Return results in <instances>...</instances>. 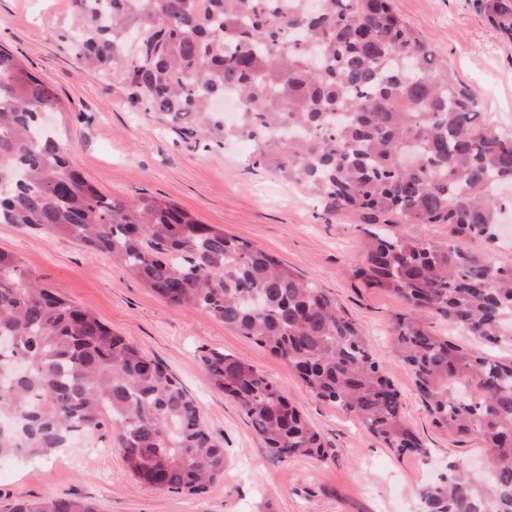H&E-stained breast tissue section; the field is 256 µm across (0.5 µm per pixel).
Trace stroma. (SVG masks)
Wrapping results in <instances>:
<instances>
[{
    "label": "stroma",
    "instance_id": "stroma-1",
    "mask_svg": "<svg viewBox=\"0 0 512 512\" xmlns=\"http://www.w3.org/2000/svg\"><path fill=\"white\" fill-rule=\"evenodd\" d=\"M392 5L477 93L486 122L512 130V41L487 24L475 0ZM70 23V0H0V48L31 75L51 82L62 103L51 123L62 132L74 166L102 192L127 202L168 199L323 288L369 338L428 454L386 448L355 418L316 398L264 348L206 312L170 306L108 255L0 223V251L168 367L200 405L226 460L223 476L200 494L160 491L126 470L106 425L55 455L0 467V507L19 499L71 497L95 502L100 512H420L419 486L437 481L449 463L481 476L482 442H460L433 426L392 350L393 321L406 313L405 304L352 274L367 225L325 211L301 186L255 166L248 142L218 146L187 139L155 113L132 107L118 83L80 64L72 48L57 41V28ZM212 350L235 355L280 386L320 433L328 459H275L240 406L209 383L200 357Z\"/></svg>",
    "mask_w": 512,
    "mask_h": 512
}]
</instances>
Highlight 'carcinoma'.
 Returning a JSON list of instances; mask_svg holds the SVG:
<instances>
[{"label":"carcinoma","instance_id":"obj_1","mask_svg":"<svg viewBox=\"0 0 512 512\" xmlns=\"http://www.w3.org/2000/svg\"><path fill=\"white\" fill-rule=\"evenodd\" d=\"M512 41V0H478ZM76 55L120 77L129 104L184 135L252 144L254 164L303 186L369 232L353 271L399 296L394 352L433 425L484 444L490 476L448 464L421 486L422 512H512V360L433 335L501 342L512 318V266L465 251L512 214V131L485 122L476 94L448 71L391 0H71ZM238 103L233 122L215 109ZM48 82L0 49V223L37 228L105 253L174 307L207 312L288 363L317 398L353 414L400 455H427L401 394L344 308L288 264L171 201L135 203L94 188L56 130ZM444 224L435 243L396 231ZM0 459L48 456L108 415L125 467L158 490L199 494L224 474V449L174 375L94 313L42 287L0 251ZM210 383L236 400L280 459L328 458L320 434L282 389L241 359L201 356ZM10 512H98L87 501L40 498ZM428 330L435 336H440L448 340L460 343L464 346L475 348L479 350L480 346L474 343L467 336H459L454 328L444 318L435 316L428 319L425 323Z\"/></svg>","mask_w":512,"mask_h":512}]
</instances>
